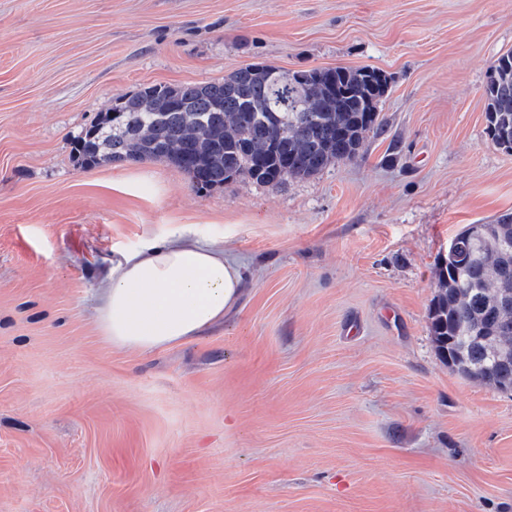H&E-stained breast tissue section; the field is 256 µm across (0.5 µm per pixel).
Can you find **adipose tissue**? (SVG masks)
I'll return each mask as SVG.
<instances>
[{
  "instance_id": "ef3b65f1",
  "label": "adipose tissue",
  "mask_w": 512,
  "mask_h": 512,
  "mask_svg": "<svg viewBox=\"0 0 512 512\" xmlns=\"http://www.w3.org/2000/svg\"><path fill=\"white\" fill-rule=\"evenodd\" d=\"M244 276L217 243L174 240L113 266L100 290L97 324L112 346L141 354L200 336L238 299Z\"/></svg>"
}]
</instances>
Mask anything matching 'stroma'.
I'll list each match as a JSON object with an SVG mask.
<instances>
[{
  "label": "stroma",
  "instance_id": "1",
  "mask_svg": "<svg viewBox=\"0 0 512 512\" xmlns=\"http://www.w3.org/2000/svg\"><path fill=\"white\" fill-rule=\"evenodd\" d=\"M512 0H0V512H512V392L429 331L434 269L512 213L485 73ZM373 67L384 133L354 161L199 192L73 142L149 84ZM223 244L222 323L149 354L94 298L127 251Z\"/></svg>",
  "mask_w": 512,
  "mask_h": 512
}]
</instances>
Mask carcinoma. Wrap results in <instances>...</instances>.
Returning <instances> with one entry per match:
<instances>
[{
	"mask_svg": "<svg viewBox=\"0 0 512 512\" xmlns=\"http://www.w3.org/2000/svg\"><path fill=\"white\" fill-rule=\"evenodd\" d=\"M484 84L486 132L512 151V52ZM385 75L369 67L283 71L250 63L219 82L151 84L101 113L74 142L84 168L164 161L198 191L238 179L277 186L357 159L383 128ZM441 257L429 309L440 358L492 387L512 383V214L454 238Z\"/></svg>",
	"mask_w": 512,
	"mask_h": 512,
	"instance_id": "carcinoma-1",
	"label": "carcinoma"
}]
</instances>
